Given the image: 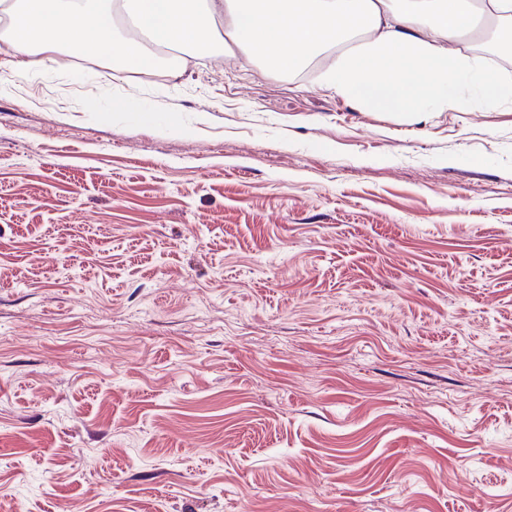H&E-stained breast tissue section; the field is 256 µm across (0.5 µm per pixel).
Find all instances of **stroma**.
<instances>
[{"mask_svg": "<svg viewBox=\"0 0 512 512\" xmlns=\"http://www.w3.org/2000/svg\"><path fill=\"white\" fill-rule=\"evenodd\" d=\"M213 38L0 39V512H512V103Z\"/></svg>", "mask_w": 512, "mask_h": 512, "instance_id": "35a3bbf8", "label": "stroma"}]
</instances>
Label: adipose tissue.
<instances>
[{"instance_id": "1", "label": "adipose tissue", "mask_w": 512, "mask_h": 512, "mask_svg": "<svg viewBox=\"0 0 512 512\" xmlns=\"http://www.w3.org/2000/svg\"><path fill=\"white\" fill-rule=\"evenodd\" d=\"M13 19L10 44L30 69L78 44L85 55L108 49L141 66L150 44L181 54L206 45L215 16L247 60L289 73L335 49L323 83L381 112L478 110L512 102V84L451 48L477 18L512 39V0H0Z\"/></svg>"}]
</instances>
